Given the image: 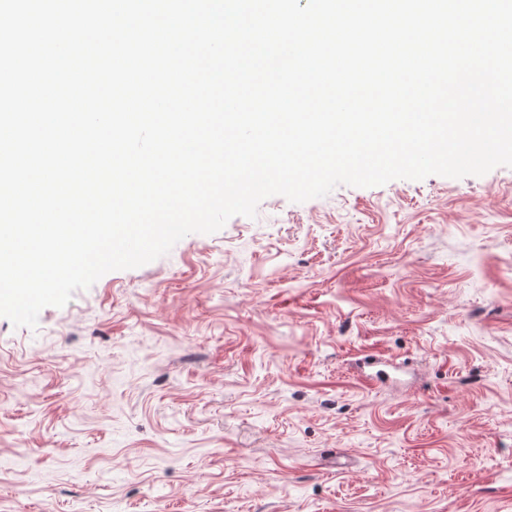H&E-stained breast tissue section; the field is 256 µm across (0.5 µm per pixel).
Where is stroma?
Returning a JSON list of instances; mask_svg holds the SVG:
<instances>
[{
  "label": "stroma",
  "mask_w": 512,
  "mask_h": 512,
  "mask_svg": "<svg viewBox=\"0 0 512 512\" xmlns=\"http://www.w3.org/2000/svg\"><path fill=\"white\" fill-rule=\"evenodd\" d=\"M0 512H512V168L274 195L0 317Z\"/></svg>",
  "instance_id": "1"
}]
</instances>
